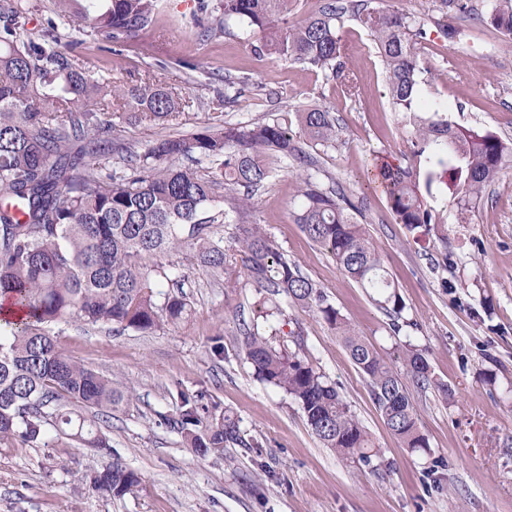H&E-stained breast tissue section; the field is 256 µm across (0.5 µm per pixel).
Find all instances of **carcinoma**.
I'll return each mask as SVG.
<instances>
[{
  "instance_id": "obj_1",
  "label": "carcinoma",
  "mask_w": 512,
  "mask_h": 512,
  "mask_svg": "<svg viewBox=\"0 0 512 512\" xmlns=\"http://www.w3.org/2000/svg\"><path fill=\"white\" fill-rule=\"evenodd\" d=\"M295 0H219L212 37L235 22L263 33L254 46L258 60L284 59L321 72L354 95L341 29L344 18L366 30L380 55L388 100L413 122V156L429 153L428 167L380 161L379 176L387 203L399 223L414 233L443 224L424 201L447 194L455 218L469 220L488 186L512 166V142L490 131L463 127L434 103L425 118L424 75L429 67L421 51L425 18L383 8L377 0H329L299 26L288 25ZM163 0H57V20L40 39L24 35L37 0H6L0 5V296L23 313L0 330V444L21 438L37 445L51 433L66 435L108 461L86 475L97 493L122 498L141 484L140 475L112 454L102 432L103 418L128 403L130 391L63 354L52 325L69 316L91 325L148 331L177 327L192 307L183 291L180 263L147 264L157 255H184L187 266L225 274L236 284L214 228L228 213L212 210L215 190L242 187L246 197L231 200L237 214L254 205L252 192L271 177L267 158L295 157L302 150L292 134L297 124L313 146L327 147L340 137L329 108L288 106L283 117L254 125L224 121V108L241 93H216L209 103L210 125L188 137L168 136L140 150L112 142L126 123L167 126L194 101L150 72L127 86H112L89 75L78 57L55 48L58 23L79 18L121 47L144 30L158 26ZM435 25L446 35L458 32L448 20L471 17L485 28L512 37V0H491L481 10L473 0H440ZM106 157L126 154L117 167L89 160L87 142ZM209 161L208 167L177 164L181 157ZM296 222L313 243L327 251L343 273L372 294L391 317L393 331L413 326L405 304L368 229L361 210L341 188L323 190L309 176L299 179ZM245 275L262 302L281 298L321 317L341 340L367 379L372 399L387 428L415 453L430 452L429 440L400 374L376 349L355 334L328 302L327 294L281 252L260 224H240L236 242ZM169 290H161L162 285ZM288 352L274 347L259 325L245 333L241 353L264 382L278 388L302 409L321 443L349 462H370L372 440L344 400L339 387L309 361L303 342ZM404 372L418 386L448 388L432 382L421 350L402 351ZM174 414L156 413V425L176 430L202 458L224 456L237 445L257 451L261 443L246 437L240 419L217 412L205 392L177 394Z\"/></svg>"
}]
</instances>
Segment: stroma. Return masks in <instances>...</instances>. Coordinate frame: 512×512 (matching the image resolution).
<instances>
[{"instance_id":"obj_1","label":"stroma","mask_w":512,"mask_h":512,"mask_svg":"<svg viewBox=\"0 0 512 512\" xmlns=\"http://www.w3.org/2000/svg\"><path fill=\"white\" fill-rule=\"evenodd\" d=\"M380 3L427 17L426 32L436 43L424 51L427 93L447 106L449 119L512 141V38L471 25L460 43L433 22L439 0ZM164 6L159 27L129 41L122 56L100 52L105 37L95 32L79 49L92 76L120 85L149 67L194 100L178 125H127L114 131V141L139 149L163 133L206 126L209 102L228 80L242 90L238 105L224 112L233 124L271 121L291 104L329 106L341 127L336 145L305 148L301 160H272L271 177L245 218L230 214L215 235L230 254L240 223L264 225L388 363L399 365L405 344L423 350L433 379L448 386L444 393L410 391L431 453H411L391 434L335 331L316 314L285 305L267 331L302 334L314 367L340 388L379 451L367 465L338 458L300 407L258 381L240 354L243 333L259 314L256 288L243 275L228 287L223 275L191 269L184 291L192 314L184 325L119 331L67 317L53 327L68 357L133 387L131 401L104 432L139 473V488L121 498L102 496L80 482L103 457L64 436L37 446L17 439L0 445V512H512V168L487 189L469 223L441 225L447 248L434 249L435 235L417 238L396 222L375 176L376 156L410 159L411 136L404 114L389 105L383 63L355 22H345L342 35L363 90L356 98L289 61L257 60L258 34L239 25L203 37L199 0H164ZM181 58L193 59L197 71L179 70ZM299 174L312 175L323 189L340 185L361 203L413 327L392 335L389 316L371 294L303 233L294 217ZM218 337L220 356L212 350ZM201 389L261 442L269 475L259 473L245 449L232 446L223 457L202 459L176 431L156 425L157 413H175L178 392Z\"/></svg>"}]
</instances>
